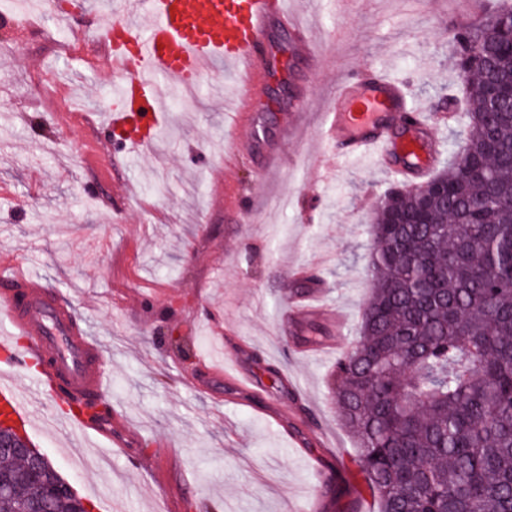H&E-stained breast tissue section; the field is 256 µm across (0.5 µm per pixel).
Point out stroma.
I'll list each match as a JSON object with an SVG mask.
<instances>
[{
    "label": "stroma",
    "mask_w": 512,
    "mask_h": 512,
    "mask_svg": "<svg viewBox=\"0 0 512 512\" xmlns=\"http://www.w3.org/2000/svg\"><path fill=\"white\" fill-rule=\"evenodd\" d=\"M35 2L38 28L0 20V254L67 298L137 439L129 457L86 447L85 460L111 464L85 478L36 400L31 441L97 512L113 501L126 512H293L314 493L323 512H379L330 402L337 350L303 344L300 325L282 319L303 268L319 282L312 322L335 336L341 309L357 325L371 212L399 185L376 157H330L322 127L336 82L378 70L415 102L447 108L435 87L456 83L448 32L474 13L461 0H352L342 15L291 0L316 34L319 69L265 93L306 95L307 109L259 113L265 137L247 154L216 105L237 90L232 67L206 76L195 102L167 82L155 142L107 165L96 124L119 78L88 0ZM224 353L266 392L251 396L199 362ZM318 465L346 475L315 489Z\"/></svg>",
    "instance_id": "stroma-1"
}]
</instances>
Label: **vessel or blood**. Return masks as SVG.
I'll return each mask as SVG.
<instances>
[{"instance_id":"obj_1","label":"vessel or blood","mask_w":512,"mask_h":512,"mask_svg":"<svg viewBox=\"0 0 512 512\" xmlns=\"http://www.w3.org/2000/svg\"><path fill=\"white\" fill-rule=\"evenodd\" d=\"M100 50L113 73L121 77L116 101L99 127L104 160L119 151L152 144L161 126L162 80L190 88L222 62L241 73L235 125L245 132V146L257 138L253 115L277 111L281 102L266 99L270 83L287 84L293 63L316 68L314 42L288 14L285 0H128L121 20L99 17ZM325 138L340 159L376 151L387 174L418 179L431 169L436 138L421 119L406 89L391 78H341L328 105ZM0 349L12 350L14 339L28 335L30 349L20 364L35 361L40 371L31 384L46 406L109 397L101 352L78 335L73 316L60 295L41 279L0 263ZM0 404L23 429H33L28 397L11 380L0 379ZM68 432L105 446L118 443L128 423L103 416L89 422L74 411L61 418Z\"/></svg>"}]
</instances>
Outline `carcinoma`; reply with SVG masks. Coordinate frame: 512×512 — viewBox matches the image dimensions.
Wrapping results in <instances>:
<instances>
[{"label": "carcinoma", "mask_w": 512, "mask_h": 512, "mask_svg": "<svg viewBox=\"0 0 512 512\" xmlns=\"http://www.w3.org/2000/svg\"><path fill=\"white\" fill-rule=\"evenodd\" d=\"M512 0L456 28L494 47L481 69L457 68L466 138L448 167L392 192L369 227L371 288L336 359L331 398L356 446L379 512H512V79L499 29ZM28 462L0 455V474ZM42 478L0 492V512H73L48 459Z\"/></svg>", "instance_id": "carcinoma-1"}]
</instances>
